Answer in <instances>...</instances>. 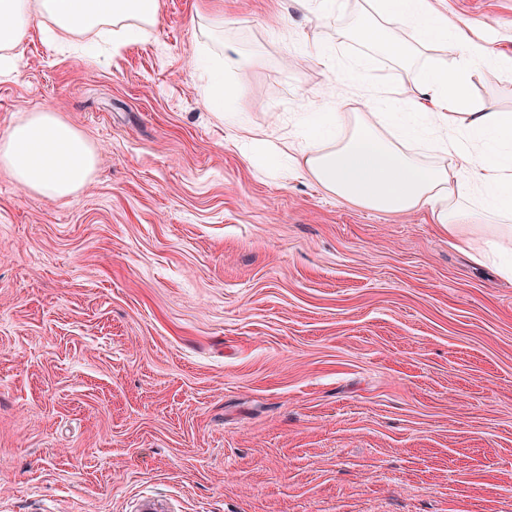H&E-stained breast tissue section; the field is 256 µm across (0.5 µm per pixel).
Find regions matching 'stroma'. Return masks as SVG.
Returning <instances> with one entry per match:
<instances>
[{"instance_id": "stroma-1", "label": "stroma", "mask_w": 512, "mask_h": 512, "mask_svg": "<svg viewBox=\"0 0 512 512\" xmlns=\"http://www.w3.org/2000/svg\"><path fill=\"white\" fill-rule=\"evenodd\" d=\"M199 2L112 56L32 36L0 78V135L48 109L98 152L58 201L0 170V512H512V280L244 160L196 57L237 42L227 112L285 133L329 79L298 51L364 47L299 0H223L219 39ZM447 4L512 59V0ZM468 91L512 112V69ZM238 82H223L216 77L205 91V99L210 111L218 121L227 120L224 115V102L235 99L237 96Z\"/></svg>"}]
</instances>
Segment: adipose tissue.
Here are the masks:
<instances>
[{"label": "adipose tissue", "mask_w": 512, "mask_h": 512, "mask_svg": "<svg viewBox=\"0 0 512 512\" xmlns=\"http://www.w3.org/2000/svg\"><path fill=\"white\" fill-rule=\"evenodd\" d=\"M366 2L354 28L368 53L347 66L328 48L313 55L331 78L297 113L293 132L267 143L266 164L366 210L428 211L451 245L466 246L475 262L494 260L511 279L512 113L465 95L474 67L497 63L494 49L471 20L449 17L442 0ZM160 19V0H0V77L16 73L32 34L51 46L102 41L116 51L148 40ZM431 49L452 51L454 65L366 99L363 111H343L337 88L361 82L375 55L409 72ZM97 161L96 147L53 112L27 113L0 136V167L43 199L81 191Z\"/></svg>", "instance_id": "1"}]
</instances>
